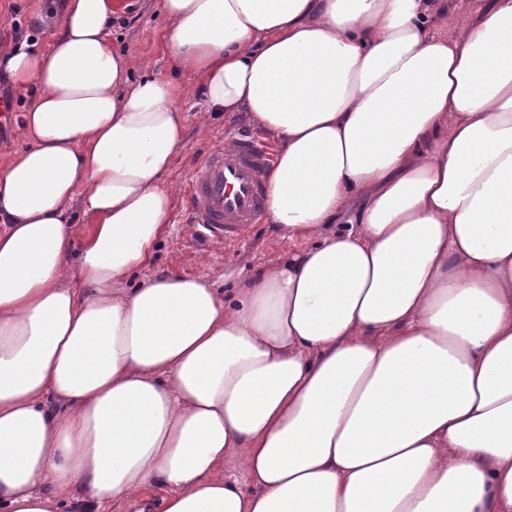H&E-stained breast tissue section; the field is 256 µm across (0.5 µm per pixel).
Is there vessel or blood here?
I'll return each instance as SVG.
<instances>
[{"mask_svg":"<svg viewBox=\"0 0 512 512\" xmlns=\"http://www.w3.org/2000/svg\"><path fill=\"white\" fill-rule=\"evenodd\" d=\"M271 145L252 130L237 128L233 150L204 156L186 192L187 222L200 245L239 240L266 216V173L273 167Z\"/></svg>","mask_w":512,"mask_h":512,"instance_id":"1","label":"vessel or blood"}]
</instances>
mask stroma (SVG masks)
<instances>
[{"label":"stroma","mask_w":512,"mask_h":512,"mask_svg":"<svg viewBox=\"0 0 512 512\" xmlns=\"http://www.w3.org/2000/svg\"><path fill=\"white\" fill-rule=\"evenodd\" d=\"M58 0H0V49L13 46L14 25L37 24L35 33L38 49H46L52 40V31L42 24L50 6ZM121 22L111 27L112 42L124 50L133 62L134 77L154 75L173 77L169 66L167 26L159 10L158 0H123ZM38 93L35 83L21 85L12 77H0V96L10 98L14 111L10 121L0 123V167L23 151L28 140L22 126V115ZM185 117L184 144L175 156L166 176L175 192L171 199L170 218L166 235L160 239L152 261L136 276L144 282L157 275L191 276L211 282L227 274L238 279L267 264L287 250L288 244L273 231L269 222L254 225L245 236L234 243L202 249L195 243L185 222V187L202 156L222 147L234 133L237 123L247 121V114L212 120L207 135H200L199 122L206 104L197 85H189L181 103Z\"/></svg>","instance_id":"stroma-1"}]
</instances>
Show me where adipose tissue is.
I'll return each instance as SVG.
<instances>
[{"label": "adipose tissue", "instance_id": "1", "mask_svg": "<svg viewBox=\"0 0 512 512\" xmlns=\"http://www.w3.org/2000/svg\"><path fill=\"white\" fill-rule=\"evenodd\" d=\"M123 9L0 53L39 87L0 168V512H512V0H159L176 76L136 80ZM184 76L276 143L289 249L133 288Z\"/></svg>", "mask_w": 512, "mask_h": 512}]
</instances>
